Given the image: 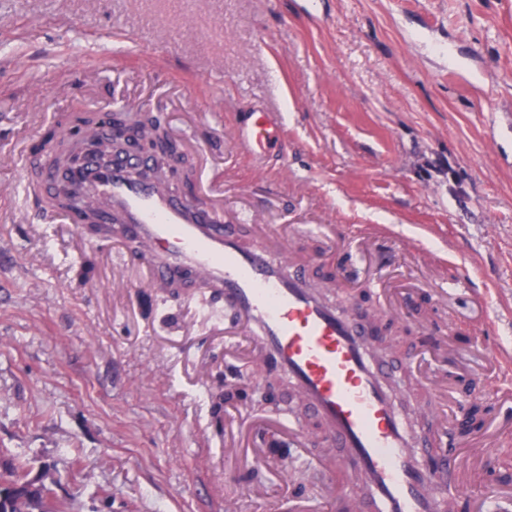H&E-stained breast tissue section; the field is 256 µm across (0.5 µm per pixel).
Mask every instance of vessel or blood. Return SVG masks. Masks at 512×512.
<instances>
[{
	"mask_svg": "<svg viewBox=\"0 0 512 512\" xmlns=\"http://www.w3.org/2000/svg\"><path fill=\"white\" fill-rule=\"evenodd\" d=\"M282 132L277 113L251 112L231 137L259 159ZM152 168L150 157L131 149L106 165L86 159L74 172L98 209L99 236H115L139 254L148 286L199 288L235 310L254 353L287 375L319 419L323 445L342 449L337 464L365 487L369 512H452L467 482L464 456H488L493 439L427 463L438 429H447L452 445L457 432L441 415L412 426L386 382L384 356L372 350L371 329L311 284L308 257L287 252L274 228L252 214L230 224L220 209H199L162 187ZM245 228L254 234L248 244ZM490 357L503 388L512 387V348Z\"/></svg>",
	"mask_w": 512,
	"mask_h": 512,
	"instance_id": "b4317fda",
	"label": "vessel or blood"
}]
</instances>
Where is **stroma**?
Masks as SVG:
<instances>
[{"label": "stroma", "instance_id": "stroma-1", "mask_svg": "<svg viewBox=\"0 0 512 512\" xmlns=\"http://www.w3.org/2000/svg\"><path fill=\"white\" fill-rule=\"evenodd\" d=\"M108 37L104 72L90 46ZM257 106L287 133L262 165L230 139ZM118 107L161 116L227 218L279 225L316 271L348 258L337 304H421L449 330L444 357L396 320L402 406H430L445 369L492 392L485 351L512 343V0H0V453L51 468L71 512H281L291 493L335 512L329 481L350 479L299 446L276 467L226 460L225 424L243 442L283 410L308 424L287 381L225 350L231 312L142 287L115 244L42 219L18 143ZM507 457L512 440L468 483L469 512L512 501L492 478Z\"/></svg>", "mask_w": 512, "mask_h": 512}]
</instances>
